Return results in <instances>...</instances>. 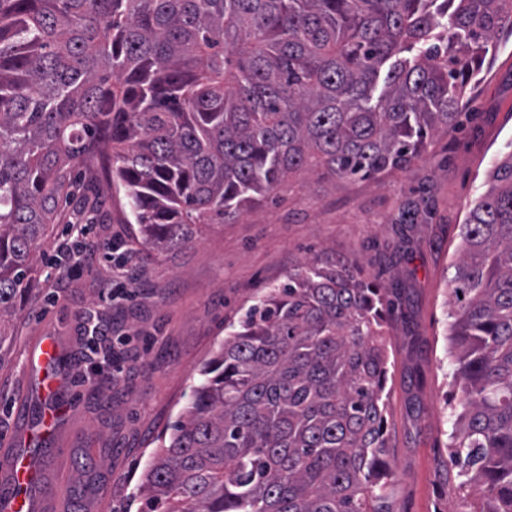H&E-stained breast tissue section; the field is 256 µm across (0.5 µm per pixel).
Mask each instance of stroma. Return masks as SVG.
I'll list each match as a JSON object with an SVG mask.
<instances>
[{
  "instance_id": "1",
  "label": "stroma",
  "mask_w": 512,
  "mask_h": 512,
  "mask_svg": "<svg viewBox=\"0 0 512 512\" xmlns=\"http://www.w3.org/2000/svg\"><path fill=\"white\" fill-rule=\"evenodd\" d=\"M463 109L462 125L438 129L408 168L339 183L291 176L235 221L199 226L193 243L175 253L146 255L136 225L125 221L124 190L98 171L104 205L88 237L94 264L61 265L55 280L37 270L0 349V457L19 445L26 417L43 405L24 382L28 356L50 335L63 354L58 399L68 412L50 441L57 454L47 472L59 493L46 512H141L139 486L157 437L187 406L225 326L323 249L357 261L362 279L405 290V319L387 335L395 357L386 413L395 512H460L459 479L445 464L455 421L448 265L466 211L486 191L494 161L512 148V37L496 42ZM111 243L131 281L104 302ZM92 314L112 325V359L91 354L80 333L81 316ZM114 360L122 375L112 387L95 385L96 371Z\"/></svg>"
}]
</instances>
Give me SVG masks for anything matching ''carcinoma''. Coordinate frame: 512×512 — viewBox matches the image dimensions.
Segmentation results:
<instances>
[{"instance_id":"carcinoma-1","label":"carcinoma","mask_w":512,"mask_h":512,"mask_svg":"<svg viewBox=\"0 0 512 512\" xmlns=\"http://www.w3.org/2000/svg\"><path fill=\"white\" fill-rule=\"evenodd\" d=\"M505 29L512 0H0V345L75 168L83 208L108 163L142 243L180 251L293 174L420 159ZM489 182L448 278V466L470 512H512V151ZM396 297L346 260L300 263L159 437L145 512H393Z\"/></svg>"}]
</instances>
